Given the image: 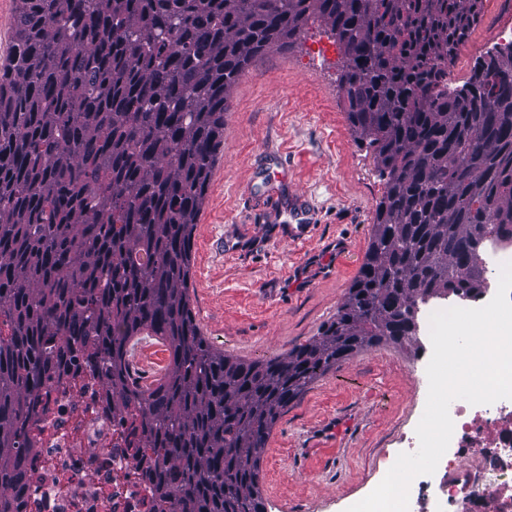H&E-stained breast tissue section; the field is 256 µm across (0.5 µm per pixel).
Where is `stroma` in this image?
<instances>
[{
  "mask_svg": "<svg viewBox=\"0 0 512 512\" xmlns=\"http://www.w3.org/2000/svg\"><path fill=\"white\" fill-rule=\"evenodd\" d=\"M512 23V0H483L464 84ZM340 56L317 20L293 47L258 56L233 88L224 143L192 240L195 321L216 348L269 360L307 343L336 313L364 261L384 193L372 151L354 136L339 87ZM286 172L276 182L272 173ZM310 203L308 236L288 241L276 205ZM426 341L382 345L330 370L290 404L261 464L268 512H346L394 464L416 427L427 383Z\"/></svg>",
  "mask_w": 512,
  "mask_h": 512,
  "instance_id": "stroma-1",
  "label": "stroma"
}]
</instances>
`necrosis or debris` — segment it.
I'll list each match as a JSON object with an SVG mask.
<instances>
[{"mask_svg":"<svg viewBox=\"0 0 512 512\" xmlns=\"http://www.w3.org/2000/svg\"><path fill=\"white\" fill-rule=\"evenodd\" d=\"M128 349L131 376L154 386L166 369L163 345L142 336ZM449 413V447L434 474L412 481L409 512H512V400H456ZM136 416L113 403L82 357L48 378L25 425L26 480L13 512H153Z\"/></svg>","mask_w":512,"mask_h":512,"instance_id":"4bbe7bcc","label":"necrosis or debris"}]
</instances>
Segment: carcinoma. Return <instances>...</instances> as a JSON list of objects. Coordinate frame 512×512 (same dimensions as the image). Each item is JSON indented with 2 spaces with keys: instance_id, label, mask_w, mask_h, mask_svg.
<instances>
[{
  "instance_id": "obj_1",
  "label": "carcinoma",
  "mask_w": 512,
  "mask_h": 512,
  "mask_svg": "<svg viewBox=\"0 0 512 512\" xmlns=\"http://www.w3.org/2000/svg\"><path fill=\"white\" fill-rule=\"evenodd\" d=\"M483 0H15L0 66V512L25 475L44 381L86 355L134 404L161 512H263L260 466L288 406L352 354L415 340L414 304L483 293L481 251L512 239V57L442 89ZM330 26L355 135L385 192L358 276L317 336L263 362L202 335L192 235L252 61ZM170 354L149 390L127 346Z\"/></svg>"
}]
</instances>
